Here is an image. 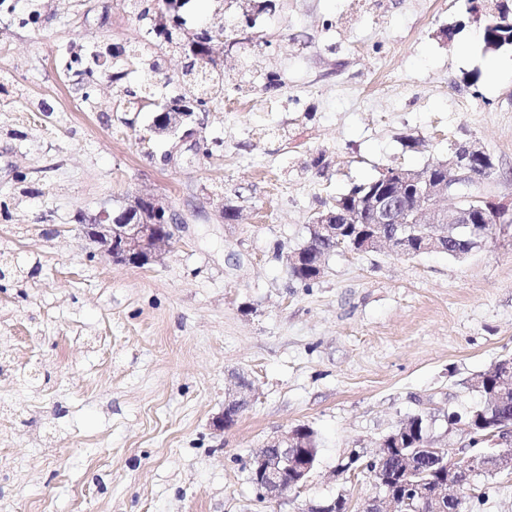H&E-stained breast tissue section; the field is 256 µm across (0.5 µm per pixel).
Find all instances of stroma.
I'll return each instance as SVG.
<instances>
[{
  "label": "stroma",
  "instance_id": "stroma-1",
  "mask_svg": "<svg viewBox=\"0 0 512 512\" xmlns=\"http://www.w3.org/2000/svg\"><path fill=\"white\" fill-rule=\"evenodd\" d=\"M0 18V512H305L371 473L335 476L421 412L466 450L448 414L512 355V224L457 260L337 250L320 277L287 256L313 217L389 167L416 170L477 143L486 192L512 211V45L483 28L512 0H273L224 58L205 114L208 154L150 134L163 101L119 111L116 83L64 72L65 54L145 41L122 0H11ZM40 9L38 27L21 24ZM278 86L266 90L268 76ZM181 227L151 266L95 255L76 222L136 195ZM240 218L224 222L220 203ZM252 384L216 431L234 373ZM306 424L318 465L299 493L260 499L247 464ZM468 512H512V474L481 477Z\"/></svg>",
  "mask_w": 512,
  "mask_h": 512
}]
</instances>
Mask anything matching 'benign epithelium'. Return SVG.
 Here are the masks:
<instances>
[{
	"label": "benign epithelium",
	"instance_id": "1",
	"mask_svg": "<svg viewBox=\"0 0 512 512\" xmlns=\"http://www.w3.org/2000/svg\"><path fill=\"white\" fill-rule=\"evenodd\" d=\"M165 128H151L155 134L164 133L180 142L192 141L199 146L204 141V122L196 117L189 107L177 105L170 109L164 120ZM444 167L436 176L428 169L410 170L388 168L379 179V187L358 200L355 208L346 209L339 202L333 208L314 219L311 233L322 238L337 241L336 224H361L372 227V235L360 246L362 250L375 251L384 246L401 255L407 251L397 244V238H390L386 228L394 230L406 224L425 226H448L459 233H468L475 228L495 229L508 210L493 203L483 189V185L496 171L490 155L481 147L471 144L452 151L441 162ZM410 188L411 202H405L403 189ZM451 198L454 205L441 206V202ZM153 214L167 215V222L158 224L152 219H135L140 211L141 201L134 202L126 215L114 219L109 213H99L91 223L81 225L84 236L96 245L101 253L117 264L133 267L149 265L163 258L173 247L175 224L169 205L160 199L149 196ZM250 387L238 378L224 403V409L213 418L216 431H224L225 419L229 413L241 411L250 399ZM297 429L270 438L259 451L250 458L253 466V479L263 498L279 502L289 494L300 490L312 475L313 460L304 455L296 442ZM426 449L430 460L443 470L445 477L439 484L431 479H423L411 484L413 498L421 503L420 512H462L465 494L469 493L476 477L498 473H512V431L498 432L495 443L504 445L497 453L476 451L455 458L448 457L447 449L437 445ZM419 451L413 450L398 456L401 476H411L422 469L416 460ZM378 493L368 499L364 512H387L386 505H405L409 500L402 498L395 487L384 477L375 481Z\"/></svg>",
	"mask_w": 512,
	"mask_h": 512
}]
</instances>
